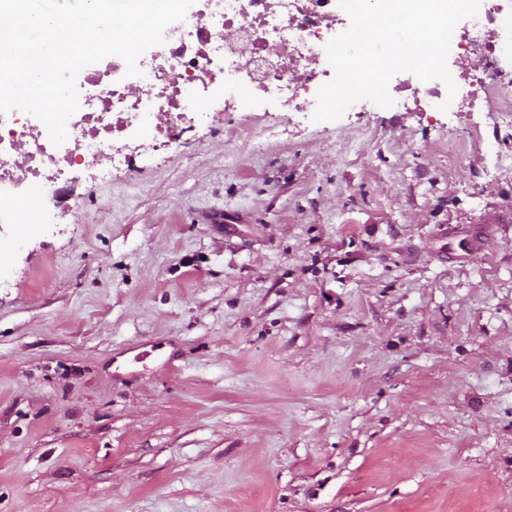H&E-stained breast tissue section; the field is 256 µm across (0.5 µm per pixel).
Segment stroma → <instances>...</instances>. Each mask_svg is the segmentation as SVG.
Listing matches in <instances>:
<instances>
[{
  "label": "stroma",
  "instance_id": "35a3bbf8",
  "mask_svg": "<svg viewBox=\"0 0 512 512\" xmlns=\"http://www.w3.org/2000/svg\"><path fill=\"white\" fill-rule=\"evenodd\" d=\"M235 119L9 255L0 512H512V118Z\"/></svg>",
  "mask_w": 512,
  "mask_h": 512
}]
</instances>
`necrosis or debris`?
<instances>
[{
	"label": "necrosis or debris",
	"instance_id": "obj_1",
	"mask_svg": "<svg viewBox=\"0 0 512 512\" xmlns=\"http://www.w3.org/2000/svg\"><path fill=\"white\" fill-rule=\"evenodd\" d=\"M342 14L338 0H195L163 43L140 56V75L127 76L117 56L81 70L80 108L62 145L21 109L0 114V224L21 227L29 208L46 219L71 175L99 158L117 167L156 145H179L187 129L209 121L215 101L236 104L228 134L246 143L259 128V101L283 98L295 111H315L320 87L335 76L326 45L340 34ZM473 55L484 65L453 73L458 92L474 103H512V87L497 77L512 61V0H481L470 27L455 28L449 59ZM389 93L395 107L417 112L438 111L448 95L442 81L410 72L395 74Z\"/></svg>",
	"mask_w": 512,
	"mask_h": 512
}]
</instances>
